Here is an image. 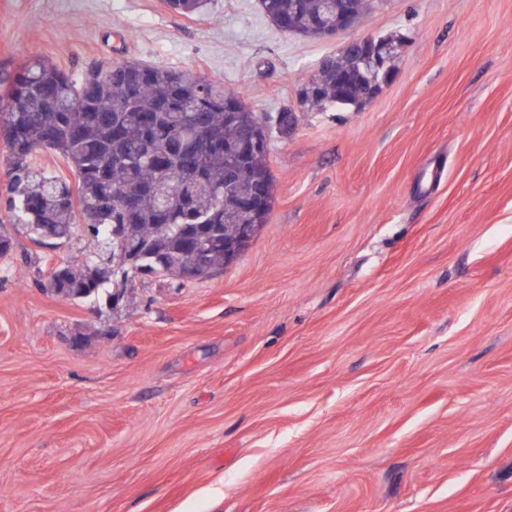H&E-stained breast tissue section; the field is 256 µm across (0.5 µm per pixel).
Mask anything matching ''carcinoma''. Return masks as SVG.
<instances>
[{"label":"carcinoma","instance_id":"carcinoma-1","mask_svg":"<svg viewBox=\"0 0 512 512\" xmlns=\"http://www.w3.org/2000/svg\"><path fill=\"white\" fill-rule=\"evenodd\" d=\"M207 0H165L180 15L202 11ZM277 28L301 39H319L310 22L326 0H258ZM362 17L371 0H331ZM348 54L325 57L297 85L301 110L345 108L368 91L371 73L352 75ZM264 127L288 128V113L259 115L242 92L183 69L117 61L87 69L76 80L54 63L29 56L0 99V131L7 146L5 216L28 227L31 240L63 245L83 225L108 248L74 254L44 288L83 300L106 293L113 306L130 278L180 280L199 245L211 242L196 279L227 266L224 243L238 240L267 219L238 208L245 191L273 207L275 182L269 152L247 137ZM60 155L75 181L32 161L38 150ZM115 284L117 292L108 289Z\"/></svg>","mask_w":512,"mask_h":512}]
</instances>
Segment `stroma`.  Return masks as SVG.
<instances>
[{"label":"stroma","instance_id":"35a3bbf8","mask_svg":"<svg viewBox=\"0 0 512 512\" xmlns=\"http://www.w3.org/2000/svg\"><path fill=\"white\" fill-rule=\"evenodd\" d=\"M362 110L273 133L270 219L223 273L66 301L0 256V512H512V0H383ZM339 39L257 0H0V74L138 60L295 104ZM356 44H364L369 48L366 55L357 58V68L363 69L362 65H364L369 67L373 74L384 73L389 57L400 48V44L385 43L380 38L367 34L351 38L344 43L342 50L349 51Z\"/></svg>","mask_w":512,"mask_h":512}]
</instances>
